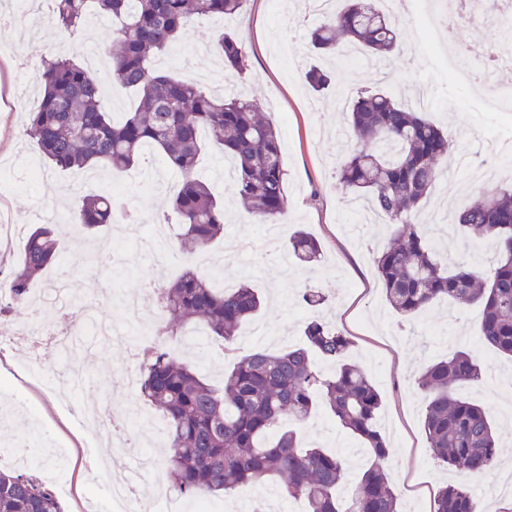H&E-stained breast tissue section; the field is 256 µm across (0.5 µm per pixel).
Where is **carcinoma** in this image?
Returning a JSON list of instances; mask_svg holds the SVG:
<instances>
[{
  "mask_svg": "<svg viewBox=\"0 0 512 512\" xmlns=\"http://www.w3.org/2000/svg\"><path fill=\"white\" fill-rule=\"evenodd\" d=\"M48 2L61 31L72 37V53L44 60L36 72L41 98L29 113L24 135L45 160L63 169L104 167L124 174L142 165L148 148L163 157L178 178L168 205L187 267L159 289L166 318L155 327L156 335L177 337L188 324L200 323L224 354H235L239 330L258 313L261 300L247 283L219 291L209 274L197 268L196 254L224 233L223 204L194 174L202 151L200 133L207 131L210 148L231 159L229 188L248 213L261 224H277L286 206L278 131L253 102L212 92L188 76L161 73L154 62L194 22L233 16L245 0ZM341 2L309 33L316 54H334L340 62L351 48L385 58L397 47L396 23L375 0ZM93 15L112 23L110 38L99 44L107 58L102 77L79 61L76 34ZM212 50L223 58L224 69L244 70L235 36L219 34ZM112 79L138 93L135 109L119 122L105 107L104 86ZM307 80L321 93L332 75L313 65ZM346 129L338 180L349 200L392 226L394 244L374 258L387 303L406 318L439 301L478 304L482 343L512 358V181L486 190L455 213L468 241L492 246L489 272L464 262L450 266L425 235L423 211L448 158L457 152L456 137L381 90L363 91L350 101ZM114 219L112 193L92 188L72 223L93 232ZM288 248L302 263L320 261L319 242L302 230L290 236ZM57 255L53 227H39L27 236L20 260L0 279V316L11 311L17 318L26 316L30 283ZM302 301L316 311L326 298L319 289L307 288ZM303 335L302 348L260 349L238 359L219 389L160 346L140 365L139 392L167 421L164 463L176 494L231 496L278 478L286 494L306 499L308 512H401L384 467L389 448L378 428L381 396L368 376L346 360L351 340L317 316L305 323ZM323 362L336 368L326 372ZM483 373L480 358L464 349L427 365L415 380L427 393L423 429L435 459L466 478L489 476L499 465L491 416L456 393L461 385L482 381ZM321 404L372 456L345 497L337 494L345 478L342 458L318 447H300L296 430L284 425L286 419L305 423ZM0 512L63 509L47 486L0 469ZM434 512L483 509L459 481L439 490Z\"/></svg>",
  "mask_w": 512,
  "mask_h": 512,
  "instance_id": "cac0c4a2",
  "label": "carcinoma"
}]
</instances>
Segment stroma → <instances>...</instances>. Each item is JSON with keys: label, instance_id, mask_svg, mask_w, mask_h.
Here are the masks:
<instances>
[{"label": "stroma", "instance_id": "obj_1", "mask_svg": "<svg viewBox=\"0 0 512 512\" xmlns=\"http://www.w3.org/2000/svg\"><path fill=\"white\" fill-rule=\"evenodd\" d=\"M433 6L434 0H421L418 10L398 15L402 49L382 61L358 54L342 65L318 59L308 47L307 33L320 24V17H295L287 0H246L236 17L196 23L157 63L165 73L195 77L199 74L194 63L199 48L222 32L239 39L245 70L227 74L223 88L225 93L255 101L278 129L287 172V208L275 242L265 244L263 225L255 223L233 192L224 187L222 156L205 154L198 174L211 182L224 204V234L207 249L206 269L215 276L214 288H223L228 281L236 285L245 282L265 299L260 313L239 331L237 347L242 356L259 348L304 346L302 329L312 311L299 294L302 289L317 288L327 296L325 319L351 339V361L367 371L381 395L378 424L390 449L389 474L410 512H419V501L426 494L456 479L452 470L443 469L433 458L422 428L427 397L416 389L414 379L425 365L455 350L478 347L480 309L442 302L410 319L394 312L385 301L373 263L376 253L390 243V231L382 220L360 226L358 216L347 211L346 191L336 178V166L341 157L345 97L362 89H380L400 95L403 103L412 106L420 85L430 84L433 93L424 108L425 116L458 137V153L468 164L451 167L447 179L438 183L427 209L442 213L443 218L440 223L427 224L426 232L449 260L466 259L487 268V255L464 244L458 226L446 214L472 203L486 190V183L472 177L473 167L493 152L512 157V111L486 110L476 93L452 81L440 61L426 52V23ZM1 44L10 46L12 52L0 55V184L14 188L7 220L21 230L11 243L17 257L23 250L24 232L56 213H72L83 188L74 183L73 170L46 163L25 137L24 107L15 94L16 87L27 83V68L39 67L44 59L67 52L69 40L61 37L47 17L33 32L0 22ZM316 63L334 73L333 85L320 94L305 80L306 71ZM146 163L159 172V182L145 184L116 176L112 184L132 201L146 224H171L168 198L177 182L165 171L158 154L147 152ZM298 229L319 241L323 254L317 265L289 256L288 237ZM97 239L109 242L121 258L120 265L109 261L90 265V247ZM155 255L141 251L138 242L127 236L125 224L116 222L94 239L65 230L58 239V259L50 270L74 283L82 294L99 296V318L119 327L123 324L121 296L141 291L145 283L156 279ZM175 354L218 386L230 367L205 335L194 349L182 347ZM482 358L486 376L475 386L461 388L460 393L489 412L501 439L499 467L493 477L467 481L477 494L489 481H501L512 473V404L504 402L506 394L512 393V360L487 348L482 350ZM28 361L18 348L6 350L0 358V385L12 393L10 399L0 402V414L12 419L22 411L35 414L31 432L36 445L26 474L40 480L45 471L62 472L72 490L60 499L64 512H104L106 474L90 468L91 457L111 463L116 470L130 468L149 454L155 464L163 462L161 438L145 421L153 410L140 397L137 386L122 380L130 363L116 350L101 351L91 336L83 337L68 355L51 350L39 356L55 382L62 380L71 366L80 367L85 380L74 391V400L122 413L137 426L130 440L100 438L91 442L61 400L43 394L25 369ZM301 440L303 445L336 450L349 459L348 484H355L368 466L361 440L324 409H316L302 425Z\"/></svg>", "mask_w": 512, "mask_h": 512}]
</instances>
